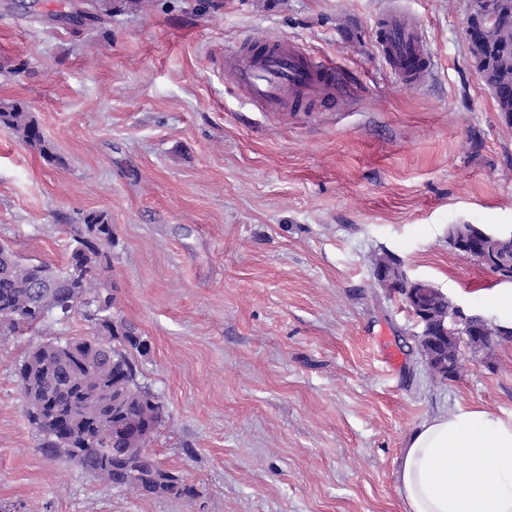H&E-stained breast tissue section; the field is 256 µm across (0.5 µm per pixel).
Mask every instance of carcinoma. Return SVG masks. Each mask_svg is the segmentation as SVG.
Here are the masks:
<instances>
[{"label": "carcinoma", "mask_w": 512, "mask_h": 512, "mask_svg": "<svg viewBox=\"0 0 512 512\" xmlns=\"http://www.w3.org/2000/svg\"><path fill=\"white\" fill-rule=\"evenodd\" d=\"M140 0H83L81 9L94 24H103L112 13L134 9ZM468 10L474 15L493 19L498 37L486 39L481 29L473 28L468 50L483 89L492 93L500 118L512 125V0H468ZM0 128L11 132L19 142L47 160L55 159L37 121L21 102H0ZM91 242L90 269L77 285L73 296L61 287L51 292H38L31 285L52 269L45 263L22 261L7 244L0 243V336L22 331H33L52 313L68 315L85 310V316L96 318L115 303L112 293L96 291L92 272L104 268L103 248L112 243V224L104 213L91 212L84 216ZM448 244L465 239L488 241L498 246L503 255L512 258V237H496L477 224H451L447 231ZM420 299L427 310V332L418 336L417 344L423 359L434 351L447 364V374L433 373L440 380L450 379L455 373L460 354L464 328L480 332L468 348L472 353L485 352L502 340L512 339V330H506L497 320L480 310L460 316L453 301L430 284L421 287ZM148 343L137 334V328L120 319L118 332L111 333L105 350L98 344L83 339L56 340L26 351L17 368V376L24 395L26 413L31 424L41 433V446L50 456L64 455L79 468L96 473L110 487L120 486L129 492L145 496H173L194 499L195 487L174 481L165 484L156 478L159 463L147 453L138 465L140 476L128 473L129 462L118 453H108L92 443L97 436V421L77 413L72 434L75 447L60 448L50 430L53 424L37 420L40 406L54 398L66 407L79 408L78 390L90 367L99 369L102 384L112 387L110 400L104 410L110 415L112 447L124 445L123 433L128 421L136 419L150 429L155 438L163 422V409L155 395L138 381V373L131 359L132 352L142 353Z\"/></svg>", "instance_id": "carcinoma-1"}]
</instances>
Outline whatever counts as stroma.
Listing matches in <instances>:
<instances>
[{
  "mask_svg": "<svg viewBox=\"0 0 512 512\" xmlns=\"http://www.w3.org/2000/svg\"><path fill=\"white\" fill-rule=\"evenodd\" d=\"M211 2L144 0L92 30L51 21L59 0H0V102H23L55 154L0 129V241L62 269L66 226L109 215L99 283L147 338L138 380L165 411L150 451L199 492H120L43 453L16 366L35 344L102 333L55 313L0 339V512H404L414 429L460 405L512 416V341L433 381L420 325L372 268L393 253L472 309L497 283L446 237L512 227V126L478 84L467 0ZM390 14L427 42L420 86L379 54ZM247 40L333 60L335 103L247 104L218 68Z\"/></svg>",
  "mask_w": 512,
  "mask_h": 512,
  "instance_id": "stroma-1",
  "label": "stroma"
}]
</instances>
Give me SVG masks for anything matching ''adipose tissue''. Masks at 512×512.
Segmentation results:
<instances>
[{
	"label": "adipose tissue",
	"mask_w": 512,
	"mask_h": 512,
	"mask_svg": "<svg viewBox=\"0 0 512 512\" xmlns=\"http://www.w3.org/2000/svg\"><path fill=\"white\" fill-rule=\"evenodd\" d=\"M397 464L405 512H512V416L477 406L435 415Z\"/></svg>",
	"instance_id": "adipose-tissue-1"
}]
</instances>
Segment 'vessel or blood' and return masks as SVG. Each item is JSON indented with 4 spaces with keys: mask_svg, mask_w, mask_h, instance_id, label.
<instances>
[{
    "mask_svg": "<svg viewBox=\"0 0 512 512\" xmlns=\"http://www.w3.org/2000/svg\"><path fill=\"white\" fill-rule=\"evenodd\" d=\"M377 43L390 68L409 85L424 82L433 59L414 22L398 15L384 17L377 25ZM222 69L241 96L261 112H296L305 97H327L336 89L332 65L288 40L243 45L225 57Z\"/></svg>",
    "mask_w": 512,
    "mask_h": 512,
    "instance_id": "obj_1",
    "label": "vessel or blood"
}]
</instances>
